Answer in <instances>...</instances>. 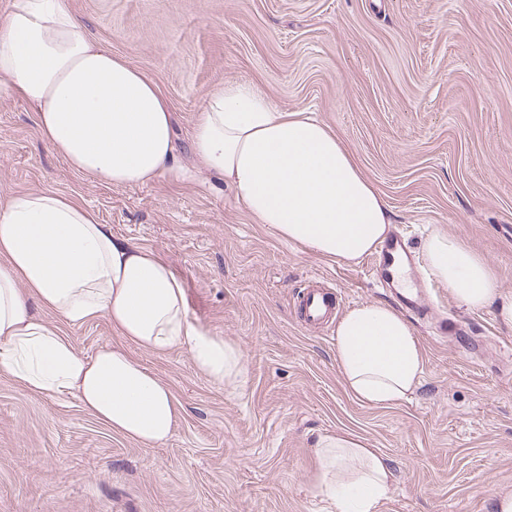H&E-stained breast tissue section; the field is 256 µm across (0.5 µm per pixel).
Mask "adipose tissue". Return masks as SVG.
Returning <instances> with one entry per match:
<instances>
[{
    "label": "adipose tissue",
    "instance_id": "1",
    "mask_svg": "<svg viewBox=\"0 0 512 512\" xmlns=\"http://www.w3.org/2000/svg\"><path fill=\"white\" fill-rule=\"evenodd\" d=\"M34 113L39 135L75 172L109 187L161 177L217 180L253 223L324 258L359 262L390 228L389 208L331 127L278 108L260 89L229 83L209 94L192 135L191 168L175 162L173 112L159 85L90 39L66 0H13L0 21V91ZM426 273L469 310L501 303L489 263L442 232L422 249ZM52 313L55 324L35 311ZM106 318L120 342L79 355L62 325ZM184 346L221 386L241 383L242 351L187 317L172 270L113 234L75 197L21 193L0 206V369L33 393L76 396L98 421L154 446L180 416L167 384L126 350ZM336 366L354 399L375 407L406 400L424 372L412 328L387 304L359 305L337 322ZM315 489L336 512H376L390 485L382 454L345 432L322 436Z\"/></svg>",
    "mask_w": 512,
    "mask_h": 512
}]
</instances>
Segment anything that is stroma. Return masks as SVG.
I'll return each instance as SVG.
<instances>
[{
    "label": "stroma",
    "mask_w": 512,
    "mask_h": 512,
    "mask_svg": "<svg viewBox=\"0 0 512 512\" xmlns=\"http://www.w3.org/2000/svg\"><path fill=\"white\" fill-rule=\"evenodd\" d=\"M86 34L158 83L178 159L209 93L233 81L316 114L421 251L440 230L493 267L512 297V0H67ZM51 191L93 208L181 280L190 320L243 353L244 380L212 384L188 348L130 354L181 407L148 448L72 396L34 394L0 370V512H330L315 492L320 436L348 431L393 473L377 512H489L512 492V324L431 282L413 331L425 372L409 400L359 403L336 368L334 328H301L313 275L345 309L389 302L366 263L285 245L234 192L168 178L125 188L77 173L33 112L0 95V205Z\"/></svg>",
    "instance_id": "obj_1"
}]
</instances>
